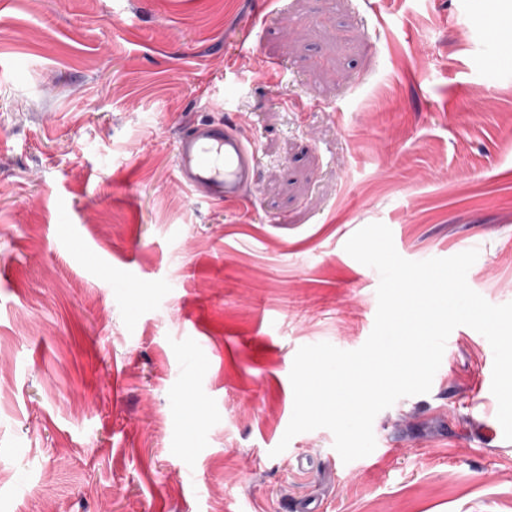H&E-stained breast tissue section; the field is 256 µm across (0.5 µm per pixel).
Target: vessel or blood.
Listing matches in <instances>:
<instances>
[{
    "instance_id": "1",
    "label": "vessel or blood",
    "mask_w": 512,
    "mask_h": 512,
    "mask_svg": "<svg viewBox=\"0 0 512 512\" xmlns=\"http://www.w3.org/2000/svg\"><path fill=\"white\" fill-rule=\"evenodd\" d=\"M257 156L235 125L204 120L175 146L176 179L192 197L217 203L244 200L256 180Z\"/></svg>"
}]
</instances>
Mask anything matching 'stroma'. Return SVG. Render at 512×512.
Listing matches in <instances>:
<instances>
[{
	"label": "stroma",
	"mask_w": 512,
	"mask_h": 512,
	"mask_svg": "<svg viewBox=\"0 0 512 512\" xmlns=\"http://www.w3.org/2000/svg\"><path fill=\"white\" fill-rule=\"evenodd\" d=\"M512 0H0V512H512L493 351L467 326L428 394L343 463L278 451L297 350L361 347L387 225L478 249L512 302ZM233 120L246 202L194 200L175 144Z\"/></svg>",
	"instance_id": "stroma-1"
}]
</instances>
